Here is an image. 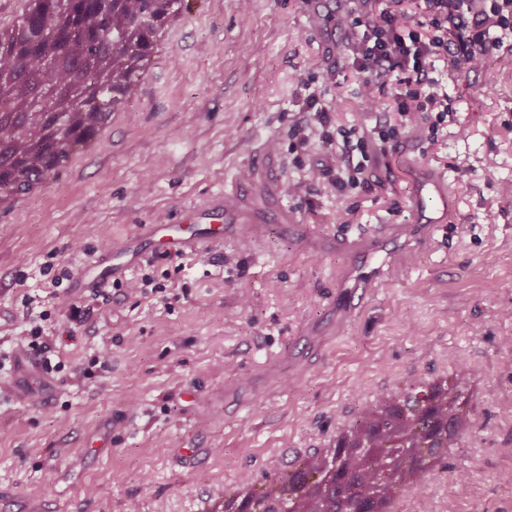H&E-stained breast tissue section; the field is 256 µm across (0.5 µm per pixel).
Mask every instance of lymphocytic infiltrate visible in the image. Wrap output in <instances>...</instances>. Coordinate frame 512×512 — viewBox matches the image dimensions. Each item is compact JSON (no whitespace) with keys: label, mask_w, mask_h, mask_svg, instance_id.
Here are the masks:
<instances>
[{"label":"lymphocytic infiltrate","mask_w":512,"mask_h":512,"mask_svg":"<svg viewBox=\"0 0 512 512\" xmlns=\"http://www.w3.org/2000/svg\"><path fill=\"white\" fill-rule=\"evenodd\" d=\"M347 38L336 54L357 74L358 92L370 106L389 101L399 116L364 130L362 125L334 130L333 103L312 81L301 80L300 116L288 128V149L295 173L285 183L291 200L313 195L343 198L353 190L372 191L367 175L369 142L381 152L394 150L406 128L432 112L439 132L451 111L436 68L471 73L483 68L505 43H512V0H385L382 8L351 10L341 18ZM331 152V164L306 166L304 156Z\"/></svg>","instance_id":"lymphocytic-infiltrate-1"}]
</instances>
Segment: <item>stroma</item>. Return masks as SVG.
<instances>
[{"instance_id": "1", "label": "stroma", "mask_w": 512, "mask_h": 512, "mask_svg": "<svg viewBox=\"0 0 512 512\" xmlns=\"http://www.w3.org/2000/svg\"><path fill=\"white\" fill-rule=\"evenodd\" d=\"M305 2L193 0L100 148L76 154L40 196L0 211V277L15 283L0 293V311L14 318L0 335V381L7 356L31 350L40 326L58 386L37 407L0 400V488L27 498L30 512H195L219 483L259 484L290 464L291 449L308 456L337 424L353 423L366 398L458 368L484 393L479 426L408 497L407 512H500L512 502V196L501 192L512 182V52L447 77L453 112L438 142L421 119L394 153L372 152L373 192L291 201L320 235L410 224L418 160L444 173L454 217L392 252L374 305L307 370L280 368L275 395L257 394L251 410L226 413L225 384L245 382L324 312L346 253L270 224L259 249L231 240L210 259H158L165 296L110 287L84 323L69 320L72 277L113 239L176 223L247 179L258 146L277 143L282 172L292 173L299 80L329 69ZM336 69L328 95L337 125L369 130L391 117L365 106L347 65ZM461 126L467 138L457 137ZM461 169L470 172L463 188ZM105 420L111 448L89 447Z\"/></svg>"}]
</instances>
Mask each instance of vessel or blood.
Masks as SVG:
<instances>
[{
    "instance_id": "vessel-or-blood-1",
    "label": "vessel or blood",
    "mask_w": 512,
    "mask_h": 512,
    "mask_svg": "<svg viewBox=\"0 0 512 512\" xmlns=\"http://www.w3.org/2000/svg\"><path fill=\"white\" fill-rule=\"evenodd\" d=\"M308 7L325 44L334 46L344 36L343 28L336 24V9L330 0H309ZM255 157V178L251 183L209 195L185 209L180 223L142 224L134 234L113 240L106 251L88 261L84 272L75 279V293L80 295L125 278L151 250L206 259L228 240L247 237L261 243L266 223L273 222L302 242L314 240L319 246L350 253L356 260L353 271L342 275L344 287L337 289L329 303V322L304 324L295 336L289 337L281 356L298 365L312 352H325L335 340L337 326L361 315L377 297L384 286V262L378 257L379 250L400 246L403 238L433 226L436 214L448 210V193L442 183L426 181L418 185L413 196L416 223L372 224L354 239L335 234L319 239L311 226L299 223L288 207L276 156L260 148ZM55 392L56 382L37 356L24 351L15 353L11 379L0 383L1 399L9 397L23 405H41Z\"/></svg>"
}]
</instances>
